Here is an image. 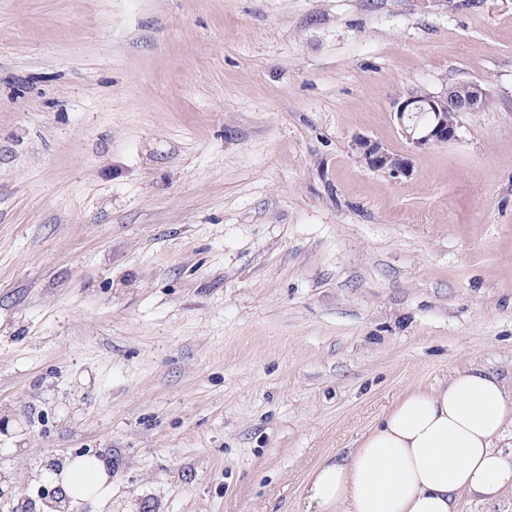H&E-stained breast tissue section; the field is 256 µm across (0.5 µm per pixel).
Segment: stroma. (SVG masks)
Masks as SVG:
<instances>
[{"label": "stroma", "instance_id": "35a3bbf8", "mask_svg": "<svg viewBox=\"0 0 512 512\" xmlns=\"http://www.w3.org/2000/svg\"><path fill=\"white\" fill-rule=\"evenodd\" d=\"M489 91L394 179L397 95ZM512 377V0H0V474L304 512L402 395ZM359 162L368 170L393 178L407 177L412 171L410 154L390 149L369 136H356L352 144ZM49 467V468H48ZM60 467L56 459L46 465L47 470L57 471ZM54 485L50 490L44 487V495H48L46 505L58 512H68L69 503L83 499H93L101 509L112 506V474L106 462L98 457L90 459H67L61 464L60 471L52 475ZM65 493L68 495H66ZM82 495L78 496L77 492Z\"/></svg>", "mask_w": 512, "mask_h": 512}]
</instances>
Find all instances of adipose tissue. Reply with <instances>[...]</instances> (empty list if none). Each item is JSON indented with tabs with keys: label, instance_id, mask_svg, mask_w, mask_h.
<instances>
[{
	"label": "adipose tissue",
	"instance_id": "1",
	"mask_svg": "<svg viewBox=\"0 0 512 512\" xmlns=\"http://www.w3.org/2000/svg\"><path fill=\"white\" fill-rule=\"evenodd\" d=\"M512 388L480 365L447 384L416 389L369 429L349 455L310 475L307 512H456L464 498L491 502L512 490ZM69 497L112 504V475L98 457L66 460L53 476Z\"/></svg>",
	"mask_w": 512,
	"mask_h": 512
}]
</instances>
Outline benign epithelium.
<instances>
[{"instance_id":"7a95c632","label":"benign epithelium","mask_w":512,"mask_h":512,"mask_svg":"<svg viewBox=\"0 0 512 512\" xmlns=\"http://www.w3.org/2000/svg\"><path fill=\"white\" fill-rule=\"evenodd\" d=\"M488 105L487 90L472 81L457 82L440 94L399 95L393 100V114L401 134L411 150L422 151L447 145L459 136V117L465 112H481ZM353 150L368 170L394 178L407 177L412 171L410 154L390 149L369 136L354 138ZM46 505L56 512H69L70 499L57 486L44 490Z\"/></svg>"}]
</instances>
